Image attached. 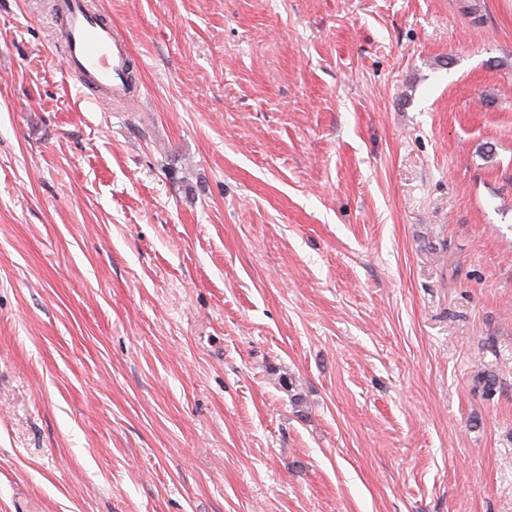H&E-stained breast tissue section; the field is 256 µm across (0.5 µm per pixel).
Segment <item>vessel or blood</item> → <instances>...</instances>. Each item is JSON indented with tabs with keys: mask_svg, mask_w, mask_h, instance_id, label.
<instances>
[{
	"mask_svg": "<svg viewBox=\"0 0 512 512\" xmlns=\"http://www.w3.org/2000/svg\"><path fill=\"white\" fill-rule=\"evenodd\" d=\"M59 32L70 72L93 85L101 99L132 102V62L128 45L115 26L88 0H55Z\"/></svg>",
	"mask_w": 512,
	"mask_h": 512,
	"instance_id": "1",
	"label": "vessel or blood"
}]
</instances>
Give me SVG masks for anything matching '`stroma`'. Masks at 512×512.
<instances>
[{
    "label": "stroma",
    "mask_w": 512,
    "mask_h": 512,
    "mask_svg": "<svg viewBox=\"0 0 512 512\" xmlns=\"http://www.w3.org/2000/svg\"><path fill=\"white\" fill-rule=\"evenodd\" d=\"M465 2L92 0L128 111L0 0V512H512V0Z\"/></svg>",
    "instance_id": "1"
}]
</instances>
